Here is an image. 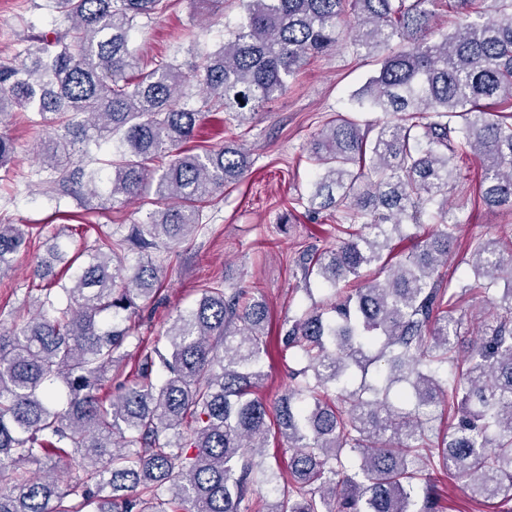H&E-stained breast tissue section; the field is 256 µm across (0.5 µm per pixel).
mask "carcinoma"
Segmentation results:
<instances>
[{
    "instance_id": "1",
    "label": "carcinoma",
    "mask_w": 512,
    "mask_h": 512,
    "mask_svg": "<svg viewBox=\"0 0 512 512\" xmlns=\"http://www.w3.org/2000/svg\"><path fill=\"white\" fill-rule=\"evenodd\" d=\"M46 2L51 33L0 63V121L21 110L50 128L37 170L49 189L98 197L104 183L107 200L150 196L153 209L125 235L74 255L55 244L34 264L44 297L0 332V512H241L254 489L279 492L262 452L273 424L290 480L268 512H440V475L512 512V248L489 239L472 251L479 289L503 288L494 325L463 356L457 293L441 272L456 241L448 188L460 157L478 160L484 204L512 210V0H457L460 22L439 36L437 0H241L245 19L217 50L151 69L132 33L170 0ZM336 49L376 65L353 98L392 119L338 114L310 142L315 179L297 204L341 211L361 232L302 256L304 280L338 300L333 316L309 310L281 337L307 360L297 386L271 409L255 396L266 305L216 280L134 379L99 396L119 373L127 322L162 283L152 253L201 229L250 166L242 144L188 146L203 109L249 124L307 59ZM103 146L113 152L102 176L90 149ZM13 162L1 131L0 170ZM428 213L436 230L394 254L403 226ZM28 236L0 224V276ZM59 265L71 276L56 295ZM451 410L449 434L435 421ZM44 459L49 471L32 475ZM60 461L73 480L55 476Z\"/></svg>"
}]
</instances>
